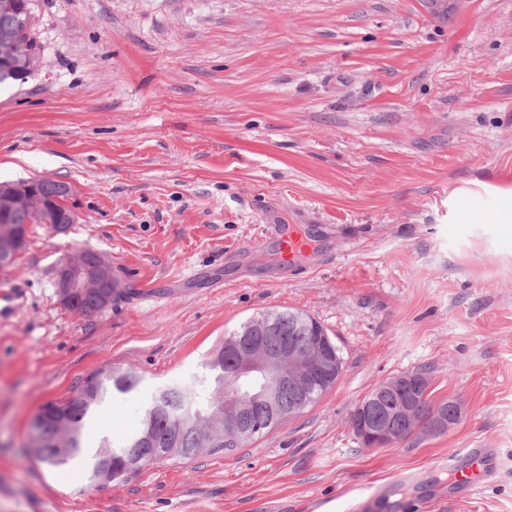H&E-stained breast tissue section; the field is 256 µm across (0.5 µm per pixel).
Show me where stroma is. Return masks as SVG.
I'll return each instance as SVG.
<instances>
[{
  "label": "stroma",
  "instance_id": "1",
  "mask_svg": "<svg viewBox=\"0 0 512 512\" xmlns=\"http://www.w3.org/2000/svg\"><path fill=\"white\" fill-rule=\"evenodd\" d=\"M43 62L0 86V183L70 188L68 232L30 225L0 269V512H512V0H38ZM476 205L459 222L462 199ZM314 228L284 268L274 232ZM90 248L119 297L88 315L53 267ZM266 310L318 320L342 373L233 454L88 485L25 449L41 405L117 365L142 378L91 425L121 444L155 387L202 379ZM421 369L460 422L380 448L347 425ZM487 448L466 496L449 460Z\"/></svg>",
  "mask_w": 512,
  "mask_h": 512
}]
</instances>
